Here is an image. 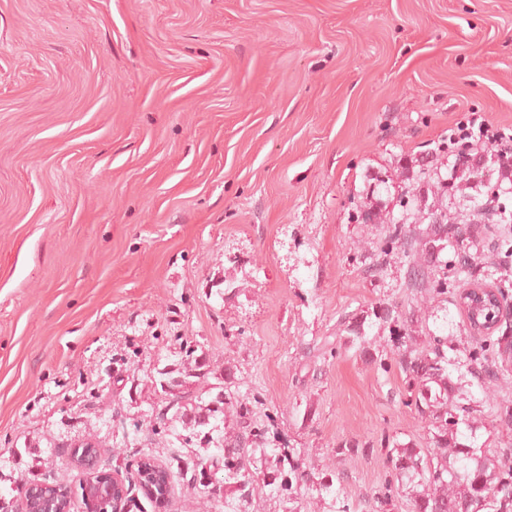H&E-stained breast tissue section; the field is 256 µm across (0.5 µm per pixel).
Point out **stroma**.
<instances>
[{"mask_svg":"<svg viewBox=\"0 0 512 512\" xmlns=\"http://www.w3.org/2000/svg\"><path fill=\"white\" fill-rule=\"evenodd\" d=\"M474 113L512 128V0H0V503L23 479L75 485L88 439L106 472L165 462L164 439L113 426L174 380L213 399L229 371L364 512L378 444L432 438L373 308L464 330L446 298L418 308L407 254L372 272L382 227L352 216L393 208ZM469 392L477 446L512 451ZM353 443L375 450L338 456ZM212 502L178 474L167 512Z\"/></svg>","mask_w":512,"mask_h":512,"instance_id":"obj_1","label":"stroma"}]
</instances>
